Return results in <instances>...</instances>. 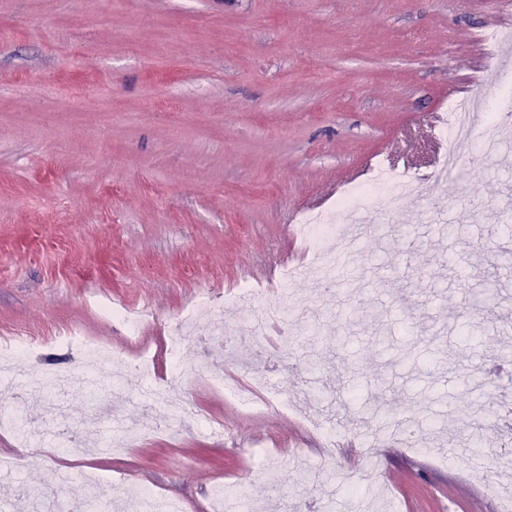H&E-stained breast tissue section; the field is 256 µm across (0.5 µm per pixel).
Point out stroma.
<instances>
[{
  "label": "stroma",
  "mask_w": 512,
  "mask_h": 512,
  "mask_svg": "<svg viewBox=\"0 0 512 512\" xmlns=\"http://www.w3.org/2000/svg\"><path fill=\"white\" fill-rule=\"evenodd\" d=\"M496 0H0V334L48 337L25 359L0 417L32 425L41 451L0 435L15 459L0 512H69L103 500L132 512L146 493L202 502L242 487L252 512H497L478 470L512 488V452L474 458L462 439L475 405L493 437L512 401V126L497 155L472 159L485 132L450 143L448 91L481 68ZM87 86L75 110L62 93ZM457 164L444 168L448 152ZM381 158L417 177L391 208L388 185L360 201L371 233L337 255V293L302 263L278 295L222 307L225 284L260 283L289 226L338 217L354 171ZM193 339L169 356L168 328L202 290ZM122 300L156 316L139 341L98 310ZM302 299L289 345L251 362L260 308ZM473 320L477 343L457 330ZM315 321L310 343L303 326ZM231 323L235 342L220 327ZM79 327L112 361L158 355L171 406L122 382L112 413L55 385L83 370L52 343ZM318 369L309 372L307 361ZM257 374L295 413H250L213 385ZM196 407L177 418L173 405ZM337 435H377L376 453L324 456L300 413ZM96 418L123 455L86 448L88 485L54 453L59 432ZM223 425V436L208 421ZM413 424L421 444L393 437ZM65 481H57L58 473Z\"/></svg>",
  "instance_id": "1"
}]
</instances>
